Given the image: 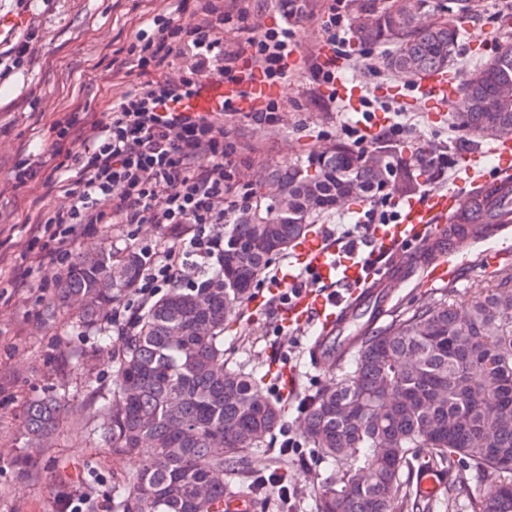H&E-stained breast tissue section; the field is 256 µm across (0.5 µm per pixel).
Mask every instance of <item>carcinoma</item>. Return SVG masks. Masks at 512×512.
<instances>
[{
	"mask_svg": "<svg viewBox=\"0 0 512 512\" xmlns=\"http://www.w3.org/2000/svg\"><path fill=\"white\" fill-rule=\"evenodd\" d=\"M420 29L414 16L362 3L353 19L361 45L382 50L395 72L422 75L454 62L468 12ZM486 80L463 84L467 110L455 127L480 138L512 133V106L491 111L496 87L512 83V45L481 64ZM381 141L366 149L338 140L288 169L266 167L261 186L278 183L288 211L275 201L224 225L219 267L179 281L142 307L112 353V375L99 388L108 408L95 440L141 466L112 484L111 512H226L229 492L218 474L235 470L243 453L262 447L283 426L280 402L264 378L224 366V321L249 297L271 259L309 231L311 219L348 199L366 201L389 177L409 193L418 179L435 181L441 162L422 151L392 163ZM457 224L512 223V185L486 189L456 209ZM145 265L139 250L114 247L77 258L49 306L65 311L86 299L81 318L97 324L108 306L137 288ZM357 347L348 370L330 375L305 401L304 445L333 468L317 488L316 512H430L438 503L405 475L422 448L429 468L468 491L473 471L499 485L473 497L471 512H512V268L494 287L477 288L461 311L451 294L396 316L371 333L346 339ZM65 396L34 399L24 434L38 444L57 429Z\"/></svg>",
	"mask_w": 512,
	"mask_h": 512,
	"instance_id": "1",
	"label": "carcinoma"
}]
</instances>
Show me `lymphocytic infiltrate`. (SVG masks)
I'll list each match as a JSON object with an SVG mask.
<instances>
[{
  "instance_id": "lymphocytic-infiltrate-1",
  "label": "lymphocytic infiltrate",
  "mask_w": 512,
  "mask_h": 512,
  "mask_svg": "<svg viewBox=\"0 0 512 512\" xmlns=\"http://www.w3.org/2000/svg\"><path fill=\"white\" fill-rule=\"evenodd\" d=\"M244 13L226 9L224 0H198L188 25L172 15H152L149 28L133 33L118 68L132 88L107 106L105 118L90 119L74 109L55 120V154L68 160L67 178L57 192L72 197L69 208L39 215L51 241L41 265L65 262L70 244L88 224H155L178 231L181 243L147 250V264L136 293L147 303L179 280L190 264H205L220 254V227L228 209L251 205L249 192L225 203V168L236 146L224 120L186 111L183 101L198 95L212 77L237 78L241 58H249L273 82L287 78L295 37L288 27L247 37L244 51L227 50L224 35L242 32ZM210 165H197L199 156ZM112 203L110 211L97 207Z\"/></svg>"
}]
</instances>
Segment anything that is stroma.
Instances as JSON below:
<instances>
[{
	"label": "stroma",
	"mask_w": 512,
	"mask_h": 512,
	"mask_svg": "<svg viewBox=\"0 0 512 512\" xmlns=\"http://www.w3.org/2000/svg\"><path fill=\"white\" fill-rule=\"evenodd\" d=\"M328 0H316L309 17L292 24L296 47L287 80L279 82L276 125H254L248 113L225 116L224 129L236 141L238 156L231 168L230 185L250 183L253 174L272 165L288 167L307 160L312 153L336 139L354 141L355 131L406 122L401 140L407 150L423 148L445 152L486 149L487 140L455 129L453 117L462 92L452 93L442 111L434 112L421 95L414 77L392 71L383 53L374 48L348 45V56L339 60L337 80L361 86L363 103L350 110L337 95L334 83L316 78L322 52L329 44L321 26ZM163 0H0V9L28 11L38 36L33 57L9 78L0 80V512H109L105 496L112 482L138 467L135 458H118L91 440V429L106 420V408L93 394L83 365L91 363L99 381H109L112 353L122 346L123 336L110 320L102 330L83 327L77 311L52 318V300L63 266L41 267L39 254L49 239L37 232L31 218L38 211L69 206L70 198L56 192L54 182L63 172L64 156L54 155L52 122L60 113L80 107L97 112L101 102L120 97L127 89L112 76V62L149 7H163ZM512 13V0H473L467 32L461 38L451 67L456 84H463L479 59L497 46L512 43V26L501 23ZM43 160L39 180L29 188L14 186V170L23 160ZM387 194L375 201L346 203L316 217L313 230L331 242L342 244L347 234L358 241L359 257L373 249L372 227L364 215L372 205L387 202ZM179 240L170 230L154 224H91L71 244L73 255L103 245L175 246ZM457 305H466L478 285L493 284L496 269L477 263L482 244L475 237L453 239ZM295 255L279 254L267 267L252 296L224 324V361L266 377L272 396L288 392L282 436L300 440L304 416L301 401L326 378L323 366L309 356L311 330L281 323L285 292H272L273 278ZM441 285L424 286L418 275L396 278L389 284L380 325L399 312L441 297ZM296 371V389H289L287 371ZM65 389L68 414L50 446L27 445L23 436L24 410L34 398ZM287 470L290 504L259 489L260 479L276 469ZM331 470L328 462L313 457L308 448L281 454L280 442L248 454L242 471L225 475L231 491L250 497L256 512H314L317 485Z\"/></svg>",
	"instance_id": "stroma-1"
}]
</instances>
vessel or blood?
Masks as SVG:
<instances>
[{"mask_svg":"<svg viewBox=\"0 0 512 512\" xmlns=\"http://www.w3.org/2000/svg\"><path fill=\"white\" fill-rule=\"evenodd\" d=\"M28 21V15L22 11L0 12V43L13 40ZM268 94L266 85L257 80L240 84L225 80L209 85L199 96L186 100L185 105L192 112H216L222 101L228 100L249 112L257 109ZM487 153L496 161L493 178L482 175V165L474 156H466L461 164L473 190L512 178V152L493 144ZM458 199V194L453 192H433L421 201L400 199L395 223L379 225L372 231L377 249L391 254L409 242L425 247L441 239ZM296 261L310 272L314 284L299 288L295 299L288 301L281 314L287 325L318 329L312 346L313 357L318 360L334 340L343 338L351 318L371 304L377 286L369 262L339 252L319 236L299 242ZM419 276L428 285L449 282L452 272L446 250L437 251L430 261L421 264Z\"/></svg>","mask_w":512,"mask_h":512,"instance_id":"b4317fda","label":"vessel or blood"}]
</instances>
